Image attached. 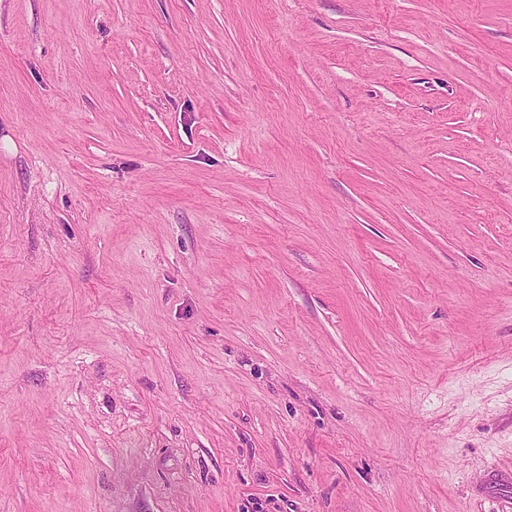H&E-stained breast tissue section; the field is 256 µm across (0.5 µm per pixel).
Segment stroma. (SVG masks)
<instances>
[{"label": "stroma", "mask_w": 512, "mask_h": 512, "mask_svg": "<svg viewBox=\"0 0 512 512\" xmlns=\"http://www.w3.org/2000/svg\"><path fill=\"white\" fill-rule=\"evenodd\" d=\"M512 0H0V512H512Z\"/></svg>", "instance_id": "obj_1"}]
</instances>
